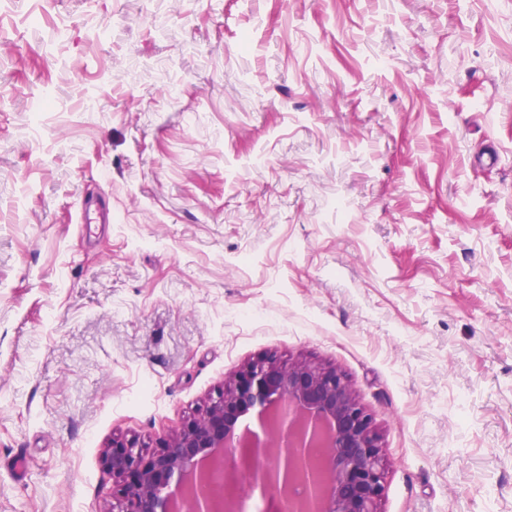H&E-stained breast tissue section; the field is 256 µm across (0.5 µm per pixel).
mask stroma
Wrapping results in <instances>:
<instances>
[{"mask_svg": "<svg viewBox=\"0 0 512 512\" xmlns=\"http://www.w3.org/2000/svg\"><path fill=\"white\" fill-rule=\"evenodd\" d=\"M265 356L347 376L379 512H512V0L1 8L0 512H112ZM77 221L78 224H95L99 222L110 224L112 217L110 219L109 214L104 211L97 199L94 197H86L80 202Z\"/></svg>", "mask_w": 512, "mask_h": 512, "instance_id": "35a3bbf8", "label": "stroma"}]
</instances>
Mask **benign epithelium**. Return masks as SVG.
Segmentation results:
<instances>
[{"label":"benign epithelium","instance_id":"1","mask_svg":"<svg viewBox=\"0 0 512 512\" xmlns=\"http://www.w3.org/2000/svg\"><path fill=\"white\" fill-rule=\"evenodd\" d=\"M257 411L260 431L237 435ZM236 448L267 512H379L384 454L371 415L334 368L273 357L247 366L203 411L146 453L114 439L105 462L117 512H246L240 468L203 495L224 450Z\"/></svg>","mask_w":512,"mask_h":512}]
</instances>
